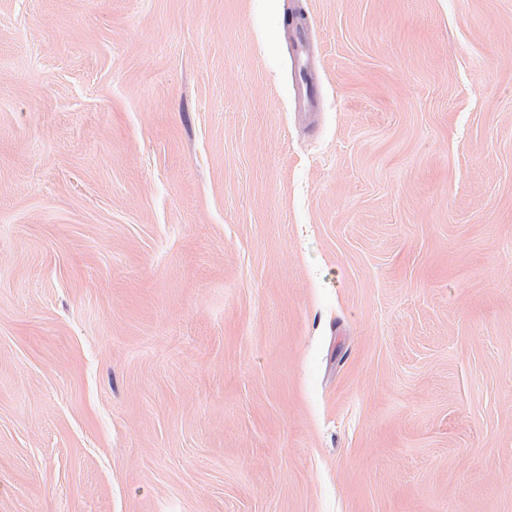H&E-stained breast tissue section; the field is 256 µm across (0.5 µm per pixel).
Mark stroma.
I'll list each match as a JSON object with an SVG mask.
<instances>
[{
  "instance_id": "obj_1",
  "label": "stroma",
  "mask_w": 512,
  "mask_h": 512,
  "mask_svg": "<svg viewBox=\"0 0 512 512\" xmlns=\"http://www.w3.org/2000/svg\"><path fill=\"white\" fill-rule=\"evenodd\" d=\"M0 512H512V0H0Z\"/></svg>"
}]
</instances>
